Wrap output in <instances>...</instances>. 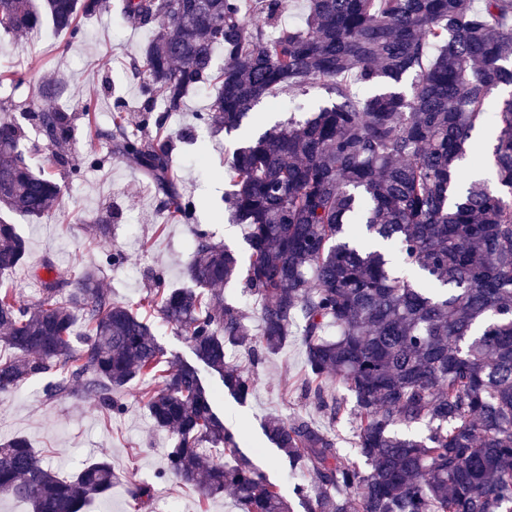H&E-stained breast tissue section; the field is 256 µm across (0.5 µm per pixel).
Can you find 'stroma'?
<instances>
[{"mask_svg":"<svg viewBox=\"0 0 512 512\" xmlns=\"http://www.w3.org/2000/svg\"><path fill=\"white\" fill-rule=\"evenodd\" d=\"M81 27L83 36L75 41L47 23L32 35L0 41V65L20 62L27 67L21 87L0 88V119L20 118L31 94L61 78L76 94L95 98V119L100 127H111L113 104L119 99L130 130L139 131L141 99L128 62L148 41L149 32L128 27L112 11L82 19ZM210 102V88L201 87L189 95L183 112L168 119L179 187L196 206L194 224L164 223L159 196L136 165L117 159L102 170L89 167L86 158L90 150L104 152L108 146L103 142L90 145L83 132L85 121L80 118L74 139L62 152L70 165L80 168L81 175L71 178L58 172L63 196L52 214L14 217V224L28 242V266L1 273L0 288H13L26 303H37L39 286L27 269L48 260L65 277L87 268L100 269V283L113 299L134 305L152 287L156 274H163L170 286L182 284L191 258L193 225L210 230L215 241L243 249L245 231L230 220L224 204L229 188L219 174L225 149L234 147L238 137L197 126L196 113ZM330 102L325 89L318 86L303 96L280 93L260 103L258 110L272 120L284 121L291 116L303 118ZM188 131L206 146L205 162H198L196 151L181 143V136ZM100 224L109 225L108 238L95 235L94 228ZM119 251L124 254L122 262L109 263L108 255ZM227 361L255 378L254 392L246 401L233 398L217 373L207 370L203 376L209 389L221 398L219 409L225 426L242 435V452L271 483L285 489L295 476L283 454L263 435L268 418L306 416L317 426L330 429L343 454L351 453L358 427L355 415L348 413L336 423H328L298 389L306 374L299 338H292L283 351L258 363L246 346L230 352ZM47 381V376L39 375L13 393L0 395V442L16 436L28 438L46 462L64 476L89 460L107 458L117 479L107 501L94 502L90 512H237L231 495L204 499L195 489L165 476L166 450L173 439L155 428L141 401L151 381L141 380L128 387L120 396L123 412L110 415L91 399L63 396L45 401ZM141 482L155 486L150 503H138L132 495L135 484Z\"/></svg>","mask_w":512,"mask_h":512,"instance_id":"1","label":"stroma"}]
</instances>
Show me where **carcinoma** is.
Wrapping results in <instances>:
<instances>
[{
  "label": "carcinoma",
  "instance_id": "carcinoma-1",
  "mask_svg": "<svg viewBox=\"0 0 512 512\" xmlns=\"http://www.w3.org/2000/svg\"><path fill=\"white\" fill-rule=\"evenodd\" d=\"M110 0H0V39L48 20L76 39L78 18ZM287 0H257L263 23L245 20L242 0H118L123 21L153 34L130 60L143 95L139 135L120 107L112 128L96 125L83 100L87 139L136 164L163 194L166 223L191 224L195 204L179 189L168 117L192 90L215 96L199 123L247 130L224 162L233 222L248 226V259L194 229L187 284L155 277L145 306L180 329L205 367L244 401L251 378L227 365L249 343L244 310L212 288L238 280L257 297L260 361L300 337L308 372L300 385L331 421L346 401L359 426L353 454L298 415L272 417L267 440L303 476L288 490L268 482L244 457L217 462L210 452L239 444L224 426L201 370L163 359L152 325L137 308L112 300L97 272L74 278L35 269L40 299L30 306L0 289V393L62 366L45 397H91L119 414L135 380L155 426L173 435L166 474L205 498L229 490L239 512H512V94L494 113L496 184L472 180L471 148L493 91L512 88V0H308L305 24L267 32ZM224 65L215 64L217 50ZM411 78L407 93L397 90ZM387 90L361 93L367 85ZM320 85L332 97L301 120L264 130L249 114L276 89ZM57 82L33 96L28 124L0 121V272L26 264L27 242L12 214L41 217L62 186L34 171L29 129L46 148L68 142L77 115L44 108L62 97ZM81 320L83 347L72 344ZM116 475L105 459L60 477L17 436L0 444V494L31 512H81Z\"/></svg>",
  "mask_w": 512,
  "mask_h": 512
}]
</instances>
